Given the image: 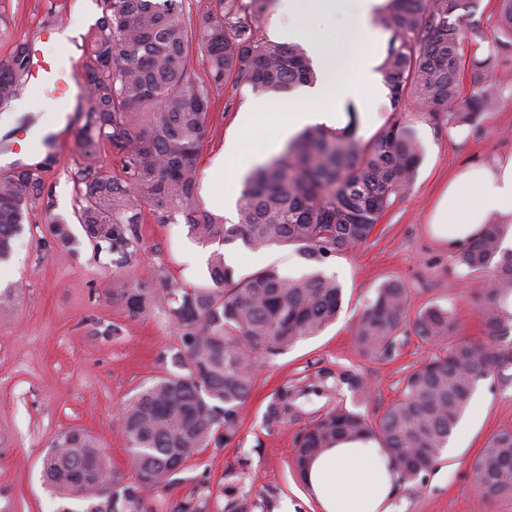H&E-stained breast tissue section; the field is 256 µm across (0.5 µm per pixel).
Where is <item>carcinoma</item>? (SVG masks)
Listing matches in <instances>:
<instances>
[{
	"label": "carcinoma",
	"instance_id": "carcinoma-1",
	"mask_svg": "<svg viewBox=\"0 0 512 512\" xmlns=\"http://www.w3.org/2000/svg\"><path fill=\"white\" fill-rule=\"evenodd\" d=\"M100 2L86 51L88 92L77 104L86 116L79 140L87 162L76 174L82 187L75 215L93 249L130 255L148 208L162 223L181 217L201 245L292 246L318 265L298 278L272 265L240 275L215 250L208 286L182 288L159 277L135 285L115 280L105 289L131 318L166 301L179 345L161 355L165 373L123 406L120 431L132 481L110 477L105 453L80 428L51 440L43 473L57 496L87 503L84 512H147L146 494L177 484L202 450L236 437L240 406L256 381L254 360L277 356L336 321L343 287L319 266L367 239L383 213L409 194L423 148L406 114L393 113L365 139L352 110L346 128H309L254 168L242 183L237 223L225 224L198 199L212 89L245 80L258 91L286 94L316 82L311 57L298 43H276L261 33L270 0H216L215 11L195 16L185 0ZM479 2L392 0L378 24L391 34L380 71L394 106L411 98L434 124L460 127L480 125L501 104L491 74L498 57L512 54V0H498L492 36L476 18ZM26 70V43L19 42L0 60L1 104L22 97ZM105 145L122 155L125 176L100 163ZM41 186L35 168L15 164L0 172V262L11 257L25 230L26 198ZM48 230L63 247L75 241L62 217ZM508 231L490 218L482 237L455 258L465 274L482 279L475 304L483 336L457 339L412 370L401 399L380 417L339 398L322 411L305 410L311 398L343 387L355 401L367 397L363 375L340 365L320 367L303 384L272 393L263 422L300 425L294 466L301 479L324 449L349 438L377 441L400 483L422 482L436 469L478 382L492 375L507 379L512 369ZM456 330L455 307L431 304L413 313L408 289L395 281L375 289L354 325L363 355L375 361L391 358L407 333L433 342ZM470 469L482 501L512 500V430L491 435ZM210 497L201 481L174 512H210ZM222 512H268L267 501L261 492L243 495L229 484Z\"/></svg>",
	"mask_w": 512,
	"mask_h": 512
}]
</instances>
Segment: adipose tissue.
Segmentation results:
<instances>
[{
    "label": "adipose tissue",
    "mask_w": 512,
    "mask_h": 512,
    "mask_svg": "<svg viewBox=\"0 0 512 512\" xmlns=\"http://www.w3.org/2000/svg\"><path fill=\"white\" fill-rule=\"evenodd\" d=\"M389 0H278L283 21L273 31L283 43H304L318 80L294 96L267 93L239 117L238 136L225 144L212 171L233 184L262 163L300 129L347 124L348 107L367 117L383 101L379 71L390 34L377 19ZM331 19L327 34L313 32V17ZM512 215V157L456 171L429 219L431 233L449 251L465 248L483 231L489 215ZM306 482L322 512H391L396 476L374 441L343 440L310 465Z\"/></svg>",
    "instance_id": "obj_1"
}]
</instances>
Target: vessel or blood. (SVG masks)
Wrapping results in <instances>:
<instances>
[{
    "mask_svg": "<svg viewBox=\"0 0 512 512\" xmlns=\"http://www.w3.org/2000/svg\"><path fill=\"white\" fill-rule=\"evenodd\" d=\"M28 73L30 79L42 89L43 100L56 112V127L51 134L53 149H60L70 138L73 129V115L65 104L80 89L82 80L80 66L73 63L62 65L56 60L46 58L40 50L29 48L27 52ZM37 113H27L24 121L14 127L7 139L8 146L23 147L27 142L40 140Z\"/></svg>",
    "mask_w": 512,
    "mask_h": 512,
    "instance_id": "vessel-or-blood-1",
    "label": "vessel or blood"
}]
</instances>
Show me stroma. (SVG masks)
I'll list each match as a JSON object with an SVG mask.
<instances>
[{
  "label": "stroma",
  "instance_id": "obj_1",
  "mask_svg": "<svg viewBox=\"0 0 512 512\" xmlns=\"http://www.w3.org/2000/svg\"><path fill=\"white\" fill-rule=\"evenodd\" d=\"M100 15L98 0H0V58L9 55L15 42L26 41L63 65L82 62ZM77 21L82 27L72 49L43 33L46 27ZM493 77L505 99L478 128L435 126L417 114L413 103L403 105L423 143V158L408 196L382 215L366 241L325 264V273L336 275L344 288L336 323L264 364L240 408L236 439L201 452L180 484L147 495L150 512H174L193 482L201 479L214 495H222L231 472L243 474L246 487L266 494L270 512H320L293 470L297 425L268 429L262 415L278 387L338 364L368 380L370 394L359 408L370 417H379L400 398L406 375L447 342L425 343L411 334L392 359L373 361L361 353L355 321L386 280L403 282L412 308L454 305L458 337L480 335L473 301L478 281L464 275L453 254L429 234L427 217L457 169L512 156V57L497 60ZM254 95L242 81L214 90L210 100L199 159L200 196L209 210L223 212L229 224L237 216L224 213L210 172ZM84 165L75 135L58 153L48 155L42 163L43 189L27 202L30 223L11 260L0 265V289L19 288L17 305L0 312V512H59L63 506L84 512L82 501L54 498L43 477L42 460L51 439L70 428L93 435L113 472L131 478L127 441L116 416L128 398L161 374L159 354L177 344L178 332L162 303L131 318L112 304L105 290L116 278L148 283L162 275L185 288L209 282L210 247L191 239L185 224L158 223L149 210L138 228L135 254L120 262L115 255L96 253L73 215L80 190L76 174ZM56 217L69 220L73 249L52 240L47 226ZM224 252L242 274L267 265L292 276L313 268L289 247L251 252L236 244ZM462 425L463 432L453 433L440 464L425 481L397 485L393 512H512V502H480L470 472L488 437L512 429V381L493 376L481 381Z\"/></svg>",
  "mask_w": 512,
  "mask_h": 512
}]
</instances>
